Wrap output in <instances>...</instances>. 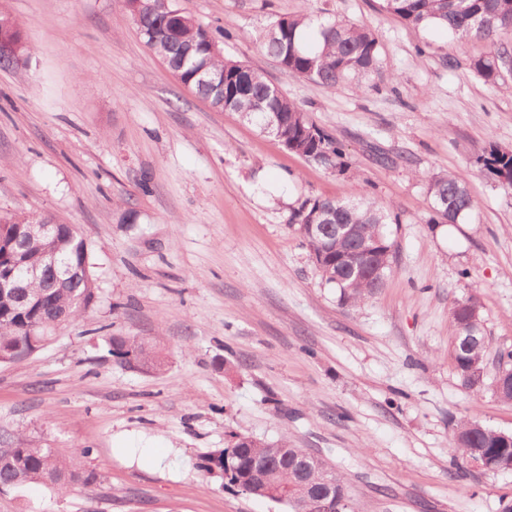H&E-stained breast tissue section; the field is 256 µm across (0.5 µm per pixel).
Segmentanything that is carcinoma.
Wrapping results in <instances>:
<instances>
[{"instance_id":"carcinoma-1","label":"carcinoma","mask_w":512,"mask_h":512,"mask_svg":"<svg viewBox=\"0 0 512 512\" xmlns=\"http://www.w3.org/2000/svg\"><path fill=\"white\" fill-rule=\"evenodd\" d=\"M135 2L126 0V7L144 43L182 85L211 104L256 123L309 162L340 171L349 167L342 142L310 122L262 72L224 56L220 42L230 37L229 30L202 26L178 12L174 0H145L143 7ZM381 8L408 26L442 29L462 43H487L489 50L469 63L484 83L495 87L512 75V43L500 39L502 32L512 31V0H381ZM0 41L11 45L0 50V68L28 64L32 47L19 22L0 15ZM260 44L288 75L331 91L347 82L381 75V52L373 32L331 17L314 18L303 10L280 16L260 37ZM478 164L487 175L512 187V152L492 144ZM428 194L433 224H460L474 211L473 196L455 175L430 177ZM392 222L399 220L372 199L310 198L288 219L297 225L321 279L339 291L341 301L353 305L375 297L392 271L394 254L384 255L385 250L394 248L388 229ZM312 224L321 225L322 232L310 233ZM46 251L57 253L66 275L58 287L31 284L29 293L37 302L28 309L20 307L10 293L0 294V365L38 352L52 340L59 325L79 320L96 297L89 252L79 240L68 236L64 224L60 234L47 240H0V267L11 262L15 254L28 265L39 264ZM449 323L453 332L449 354L457 375L467 390L479 393L485 382L474 380L471 370L486 368L489 357L480 298L471 295L455 302ZM106 343L109 354L125 365L132 356L147 372L159 373L165 367L158 341L109 336ZM501 374L506 385L492 388V393L499 401L511 404V347L497 352L494 381H499ZM453 447L472 456L489 457L497 474L512 473V433L466 420L454 431ZM274 453L275 445L253 437L247 448L230 444L204 456L201 468L219 475L226 487L253 483L257 497L284 504L288 512H314L312 494L298 491L304 481L312 487L317 482L318 472L299 469L300 462L307 459V450L288 449L286 462L275 460ZM90 454L89 448H76L63 457L35 439L19 437L14 447L0 451V490L41 484L64 494L75 487H88L96 481L95 473L83 464Z\"/></svg>"}]
</instances>
